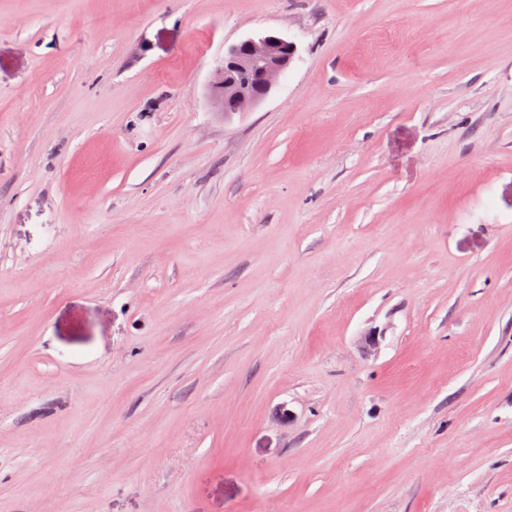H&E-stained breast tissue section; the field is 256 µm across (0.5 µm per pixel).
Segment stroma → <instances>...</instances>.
<instances>
[{
  "mask_svg": "<svg viewBox=\"0 0 512 512\" xmlns=\"http://www.w3.org/2000/svg\"><path fill=\"white\" fill-rule=\"evenodd\" d=\"M0 512H512V0H0ZM297 52L294 41L273 33L248 35L231 44L211 82L212 96L222 112H229L227 99L235 103L234 112H246L264 100Z\"/></svg>",
  "mask_w": 512,
  "mask_h": 512,
  "instance_id": "stroma-1",
  "label": "stroma"
}]
</instances>
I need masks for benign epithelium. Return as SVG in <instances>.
Masks as SVG:
<instances>
[{"label": "benign epithelium", "instance_id": "benign-epithelium-1", "mask_svg": "<svg viewBox=\"0 0 512 512\" xmlns=\"http://www.w3.org/2000/svg\"><path fill=\"white\" fill-rule=\"evenodd\" d=\"M298 52L294 41L278 34L248 35L224 51V62L211 82L214 100L245 112L264 100L290 67Z\"/></svg>", "mask_w": 512, "mask_h": 512}]
</instances>
